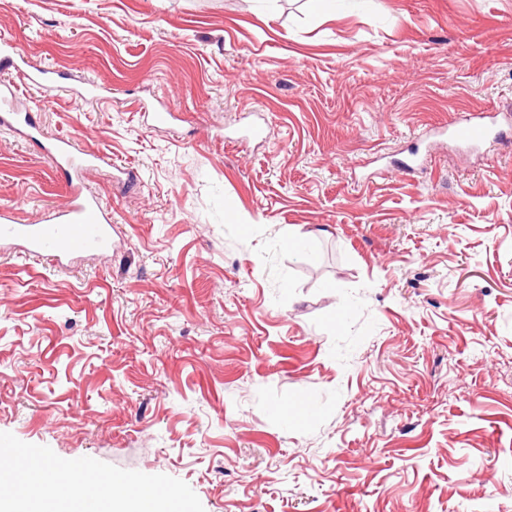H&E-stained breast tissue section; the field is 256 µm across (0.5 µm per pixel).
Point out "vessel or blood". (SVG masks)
<instances>
[{"mask_svg":"<svg viewBox=\"0 0 512 512\" xmlns=\"http://www.w3.org/2000/svg\"><path fill=\"white\" fill-rule=\"evenodd\" d=\"M487 113H471L452 128L453 138L462 144L478 146L490 136ZM48 152L56 166L76 175L100 165L104 157L79 153L65 138L48 141ZM19 244L35 254H50L56 262L72 260L89 252H105L112 247V217L103 202L87 194L82 185L70 188V199L50 223H17L11 210H0V245Z\"/></svg>","mask_w":512,"mask_h":512,"instance_id":"vessel-or-blood-1","label":"vessel or blood"}]
</instances>
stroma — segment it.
<instances>
[{
  "label": "stroma",
  "instance_id": "stroma-1",
  "mask_svg": "<svg viewBox=\"0 0 512 512\" xmlns=\"http://www.w3.org/2000/svg\"><path fill=\"white\" fill-rule=\"evenodd\" d=\"M335 3L0 0L61 76L0 91L112 210L110 252L0 251V432L205 512H512V128L446 133L512 111V0ZM67 200L0 129V208ZM490 112L470 113L452 128L453 138L462 144L478 146L490 136L491 126L487 119L492 118Z\"/></svg>",
  "mask_w": 512,
  "mask_h": 512
}]
</instances>
